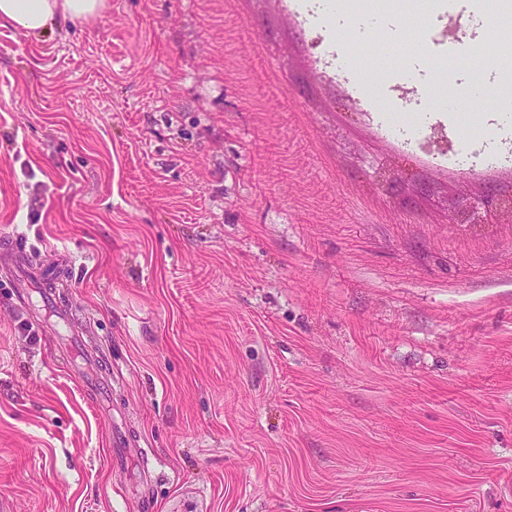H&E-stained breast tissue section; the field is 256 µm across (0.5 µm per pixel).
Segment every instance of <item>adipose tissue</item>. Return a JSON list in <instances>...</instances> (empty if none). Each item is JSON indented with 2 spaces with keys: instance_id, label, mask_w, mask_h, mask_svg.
<instances>
[{
  "instance_id": "obj_1",
  "label": "adipose tissue",
  "mask_w": 512,
  "mask_h": 512,
  "mask_svg": "<svg viewBox=\"0 0 512 512\" xmlns=\"http://www.w3.org/2000/svg\"><path fill=\"white\" fill-rule=\"evenodd\" d=\"M105 0H0V27L45 34L56 19L84 23L100 16Z\"/></svg>"
}]
</instances>
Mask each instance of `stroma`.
Wrapping results in <instances>:
<instances>
[{
	"instance_id": "stroma-1",
	"label": "stroma",
	"mask_w": 512,
	"mask_h": 512,
	"mask_svg": "<svg viewBox=\"0 0 512 512\" xmlns=\"http://www.w3.org/2000/svg\"><path fill=\"white\" fill-rule=\"evenodd\" d=\"M106 2L0 27V512H140L144 466L156 512H512V224L448 214L449 191L512 187V156L447 168L497 66L454 111L405 102L444 130L432 163L350 108L426 17ZM353 44L364 68L337 73ZM111 409L147 463L110 467Z\"/></svg>"
}]
</instances>
